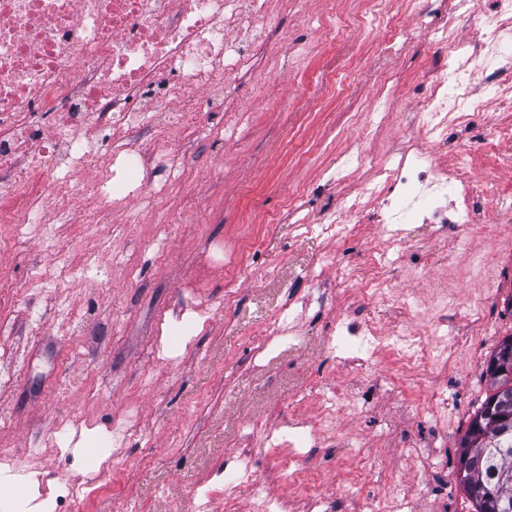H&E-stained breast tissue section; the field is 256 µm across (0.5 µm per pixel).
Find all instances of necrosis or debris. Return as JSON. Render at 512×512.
<instances>
[{"label":"necrosis or debris","instance_id":"necrosis-or-debris-1","mask_svg":"<svg viewBox=\"0 0 512 512\" xmlns=\"http://www.w3.org/2000/svg\"><path fill=\"white\" fill-rule=\"evenodd\" d=\"M285 10L305 24L302 0H0V227L27 223L51 202L73 222L90 223L81 204L57 198L59 185L81 171L96 176L80 196L103 207L124 209L134 196H148L150 175L184 169V155L165 146L195 127L206 91L222 90L214 107L224 114L225 132L234 133L242 110L224 91L260 76L256 57L289 45L276 22ZM474 14L481 40L456 44L428 70L423 111L401 114L392 85L380 82L375 96L386 105L385 117L364 134L379 140L382 153L374 160L359 147L347 155L348 167L375 161L384 174L365 190L382 201L370 220L388 243L396 242L401 224L479 227L469 169L436 167L410 142L381 138L387 117L400 114L435 148H447L449 125L467 126L470 113L486 109L472 88L479 79L498 101L485 124L487 146L512 139V0H458L431 29V41L442 44L457 20ZM91 127L126 131L111 166L101 165L86 135ZM335 415L324 403L319 426L292 419L260 430L259 446L297 481ZM245 491L255 512H280L248 450L225 470L221 488L196 489L171 512H230Z\"/></svg>","mask_w":512,"mask_h":512}]
</instances>
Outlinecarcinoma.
I'll return each mask as SVG.
<instances>
[{"label": "carcinoma", "mask_w": 512, "mask_h": 512, "mask_svg": "<svg viewBox=\"0 0 512 512\" xmlns=\"http://www.w3.org/2000/svg\"><path fill=\"white\" fill-rule=\"evenodd\" d=\"M489 393L485 402L496 401L505 408L512 407V378L498 376L486 370ZM499 427L484 419L483 409H478L461 436L457 447L459 456H469L468 465L459 466L455 481L472 501L474 512H487L486 502L479 491L490 489L498 500L507 505L505 512H512V480L501 479L504 472H512V451L490 456V449L498 447Z\"/></svg>", "instance_id": "obj_1"}]
</instances>
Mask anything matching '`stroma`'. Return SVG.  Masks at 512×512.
<instances>
[{"label":"stroma","instance_id":"obj_1","mask_svg":"<svg viewBox=\"0 0 512 512\" xmlns=\"http://www.w3.org/2000/svg\"><path fill=\"white\" fill-rule=\"evenodd\" d=\"M305 11L299 27L281 16L296 43L272 49L262 89L239 86L247 117L238 133L225 134L221 113L201 110L200 132L180 144L185 174L156 208L135 203L99 212L88 226L51 224L38 239L34 214L0 252V373L10 377L0 385V448L34 461L30 476L47 503L95 470L92 512H168L248 447L269 492L292 499L272 457L254 448V427L294 414L316 422L323 397L337 404L335 427L312 464L334 485L335 512H349L361 490L398 500L408 488L427 494L403 512H470L461 488L444 501L429 488L455 474L458 441L488 391L486 362L512 334V240L498 237L512 168L477 190L482 232L409 224L411 250L397 256L367 220L378 201L362 184L378 181L376 170L341 178L336 170L369 119V90L382 76L406 109H421L438 4L413 0L383 58L375 54L385 34L378 14L329 15L322 0H308ZM292 186L303 193V226L287 215ZM346 196L360 197L366 217L344 237L325 225ZM215 246L226 263H210ZM93 252L105 263H91ZM371 252L385 255L393 277L390 296L367 305L355 281L371 278ZM433 258L458 271L452 296L421 276ZM191 296L210 314L173 361H157L158 321H175ZM302 300L311 306L293 344L256 354L283 309ZM477 306L487 311L483 338L471 331ZM408 307L424 318L406 323ZM346 313L359 325L380 323L389 336L424 334L432 364L402 373L386 353L375 354L368 372L342 364L329 342ZM127 414L136 420L127 444L104 445L113 420ZM76 422L101 435L80 453L63 435ZM101 454L106 463H97Z\"/></svg>","mask_w":512,"mask_h":512}]
</instances>
